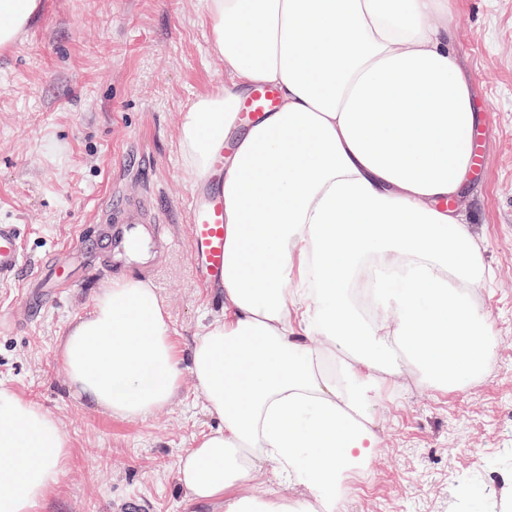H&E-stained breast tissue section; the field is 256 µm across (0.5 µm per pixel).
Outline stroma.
<instances>
[{"mask_svg": "<svg viewBox=\"0 0 512 512\" xmlns=\"http://www.w3.org/2000/svg\"><path fill=\"white\" fill-rule=\"evenodd\" d=\"M456 50L479 113L480 164L456 202L492 277L472 289L498 338L488 370L442 395L407 371L375 413L374 467L345 487L346 512H512V0H460ZM224 84L209 47L204 0H43L20 40L0 50V224L21 227L28 278L0 282V388L58 417L70 462L41 512H224L177 480L179 458L217 422L190 373L171 405L136 419L112 416L68 386L60 342L113 277L150 270L189 351L224 309L200 287L180 207L179 119ZM153 191L171 244L142 263L98 274L105 244L93 219L112 191ZM71 276L57 300L28 307L30 282L51 261Z\"/></svg>", "mask_w": 512, "mask_h": 512, "instance_id": "1", "label": "stroma"}]
</instances>
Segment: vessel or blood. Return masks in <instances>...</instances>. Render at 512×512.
<instances>
[{
	"label": "vessel or blood",
	"instance_id": "vessel-or-blood-1",
	"mask_svg": "<svg viewBox=\"0 0 512 512\" xmlns=\"http://www.w3.org/2000/svg\"><path fill=\"white\" fill-rule=\"evenodd\" d=\"M278 103L275 87L259 85L244 97L238 112L242 123L256 121L274 111ZM224 156L216 154L208 177L196 183L185 199L191 226L190 259L201 287L224 285ZM97 224L115 264L122 265L157 249L168 241V225L154 196L146 191L122 194L100 208ZM21 232L18 225L0 224V280H11L23 270Z\"/></svg>",
	"mask_w": 512,
	"mask_h": 512
}]
</instances>
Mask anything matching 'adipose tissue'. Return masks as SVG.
Returning <instances> with one entry per match:
<instances>
[{
    "mask_svg": "<svg viewBox=\"0 0 512 512\" xmlns=\"http://www.w3.org/2000/svg\"><path fill=\"white\" fill-rule=\"evenodd\" d=\"M40 0H0V49ZM456 0H205L224 85L180 121L183 173L209 171L257 85L279 104L236 140L224 169V310L189 371L221 426L180 457V485L224 512H312L264 490L306 487L344 512L346 482L381 440L374 410L407 365L463 390L497 340L467 295L489 276L450 209L473 166L478 114L454 47ZM367 278L374 318L354 285ZM69 386L110 414L172 404L181 367L152 284L118 278L64 336ZM69 445L57 417L0 388V512H38Z\"/></svg>",
    "mask_w": 512,
    "mask_h": 512,
    "instance_id": "adipose-tissue-1",
    "label": "adipose tissue"
}]
</instances>
